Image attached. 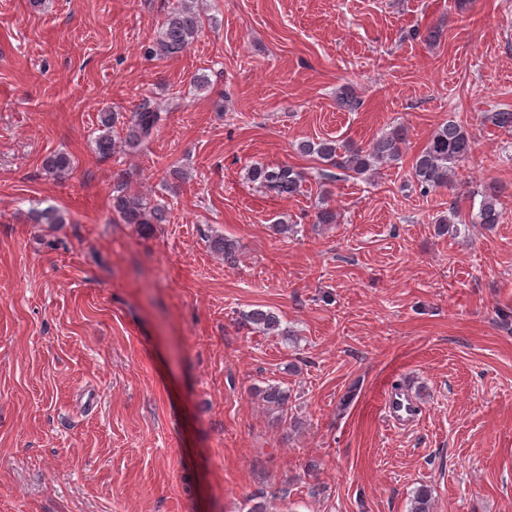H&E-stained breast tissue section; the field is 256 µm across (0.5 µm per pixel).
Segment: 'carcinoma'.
<instances>
[{"mask_svg": "<svg viewBox=\"0 0 512 512\" xmlns=\"http://www.w3.org/2000/svg\"><path fill=\"white\" fill-rule=\"evenodd\" d=\"M205 28V20L190 5V0H181V4L172 8L163 19L153 44L146 48L145 54L171 57L185 51L198 38ZM118 120L115 112H104L100 117V134L95 145L98 153L107 157L112 155V127ZM161 121L160 112L149 105H142L126 117L124 147L138 151L149 143ZM406 137L402 128L381 135L367 148L348 147L346 155L338 154L336 143L320 141L304 142L300 146L305 154H316L330 166L344 171L363 174L386 161H396L403 153ZM470 152V139L465 129L448 122L434 132L425 147L412 161V174L420 189L430 192L448 186L450 173L455 164ZM49 174L61 178L71 174L72 160L66 153H58L47 160ZM247 179L257 182L268 192L277 196L295 194L302 182L304 173L289 165L268 166L254 164L247 170ZM112 210L125 224H163L167 221V209L161 203H152L148 199L131 195L124 191L123 180H117L115 195L112 196ZM502 210L499 209V189L494 184L484 188L482 201L476 215V223L492 226L500 223ZM211 248L224 256V262H236L237 246L222 237L211 240ZM242 323L262 331H280V335L289 336V331L279 330L280 320L269 310L253 309L242 314ZM263 398L281 411L288 406V390L279 385H269L263 390ZM411 512H432L431 492L422 486L415 492Z\"/></svg>", "mask_w": 512, "mask_h": 512, "instance_id": "obj_1", "label": "carcinoma"}]
</instances>
